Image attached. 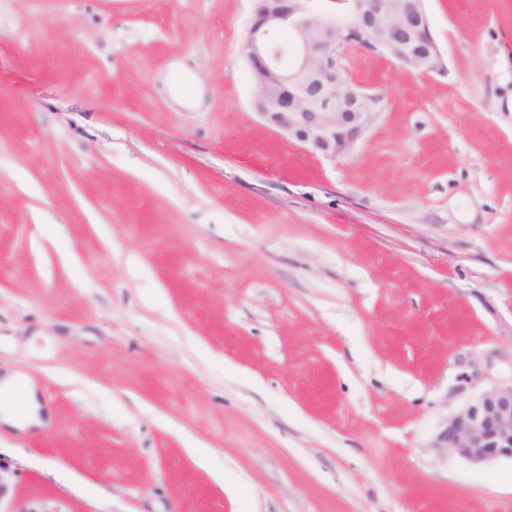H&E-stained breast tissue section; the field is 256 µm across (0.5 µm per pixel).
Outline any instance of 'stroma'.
Returning a JSON list of instances; mask_svg holds the SVG:
<instances>
[{"instance_id":"35a3bbf8","label":"stroma","mask_w":512,"mask_h":512,"mask_svg":"<svg viewBox=\"0 0 512 512\" xmlns=\"http://www.w3.org/2000/svg\"><path fill=\"white\" fill-rule=\"evenodd\" d=\"M253 9L0 0V370L50 412L0 512H512L435 446L512 379V0H424L439 70L353 49L333 160L256 113Z\"/></svg>"}]
</instances>
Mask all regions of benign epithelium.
Instances as JSON below:
<instances>
[{
	"mask_svg": "<svg viewBox=\"0 0 512 512\" xmlns=\"http://www.w3.org/2000/svg\"><path fill=\"white\" fill-rule=\"evenodd\" d=\"M332 17L308 0H260L243 44L259 91L253 106L264 123L311 152L334 159L351 152L373 123L379 98L354 84L345 65L354 46L424 70L442 67L423 0H343ZM288 33L283 65L278 34ZM437 447L474 463L512 460V382L474 395L452 415Z\"/></svg>",
	"mask_w": 512,
	"mask_h": 512,
	"instance_id": "1",
	"label": "benign epithelium"
}]
</instances>
